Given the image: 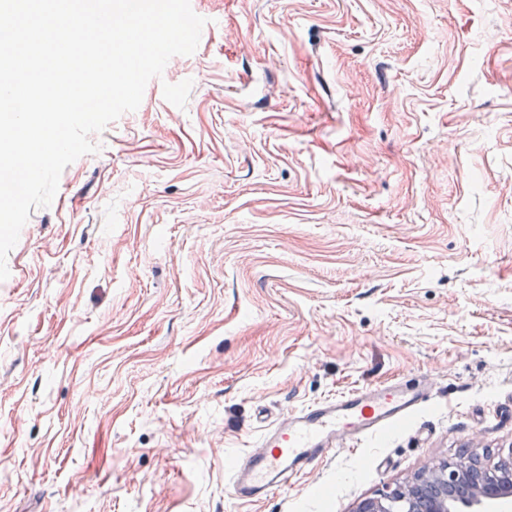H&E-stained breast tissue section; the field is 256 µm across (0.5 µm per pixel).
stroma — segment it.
<instances>
[{
    "label": "stroma",
    "instance_id": "1",
    "mask_svg": "<svg viewBox=\"0 0 512 512\" xmlns=\"http://www.w3.org/2000/svg\"><path fill=\"white\" fill-rule=\"evenodd\" d=\"M0 282V512H354L512 455V0H192ZM427 380L405 422L231 499L280 416Z\"/></svg>",
    "mask_w": 512,
    "mask_h": 512
}]
</instances>
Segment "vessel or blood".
Returning <instances> with one entry per match:
<instances>
[{
  "label": "vessel or blood",
  "mask_w": 512,
  "mask_h": 512,
  "mask_svg": "<svg viewBox=\"0 0 512 512\" xmlns=\"http://www.w3.org/2000/svg\"><path fill=\"white\" fill-rule=\"evenodd\" d=\"M429 393L428 385L397 380L354 389L277 420L239 458L230 476L233 498L266 499L275 487L336 448L409 417L427 402Z\"/></svg>",
  "instance_id": "b4317fda"
}]
</instances>
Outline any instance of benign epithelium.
<instances>
[{"mask_svg":"<svg viewBox=\"0 0 512 512\" xmlns=\"http://www.w3.org/2000/svg\"><path fill=\"white\" fill-rule=\"evenodd\" d=\"M512 502V455L483 466L444 459L376 497L354 512H504Z\"/></svg>","mask_w":512,"mask_h":512,"instance_id":"benign-epithelium-1","label":"benign epithelium"}]
</instances>
